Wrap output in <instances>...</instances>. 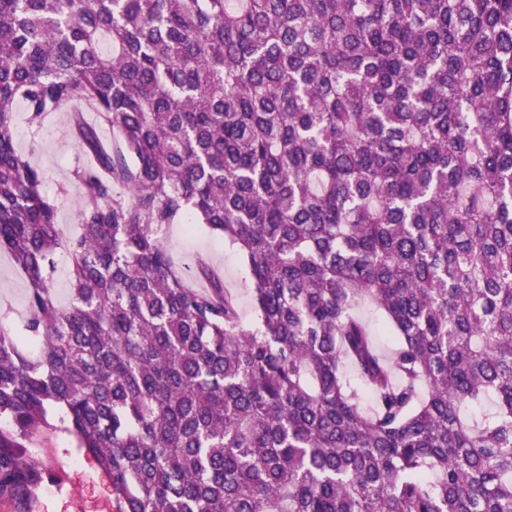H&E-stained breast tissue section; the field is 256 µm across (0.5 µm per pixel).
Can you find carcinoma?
Listing matches in <instances>:
<instances>
[{
  "label": "carcinoma",
  "mask_w": 512,
  "mask_h": 512,
  "mask_svg": "<svg viewBox=\"0 0 512 512\" xmlns=\"http://www.w3.org/2000/svg\"><path fill=\"white\" fill-rule=\"evenodd\" d=\"M74 100L120 140L72 113L67 235L14 117ZM179 220L243 254L251 325ZM1 250L19 503L62 433L112 512H512V0H0ZM27 281L13 264L11 256L0 251V297L7 298L16 309L26 305ZM69 270V260L65 253H61L58 258L57 270L50 283L51 288H53L56 297L61 304H64L68 298V288H70Z\"/></svg>",
  "instance_id": "cac0c4a2"
}]
</instances>
